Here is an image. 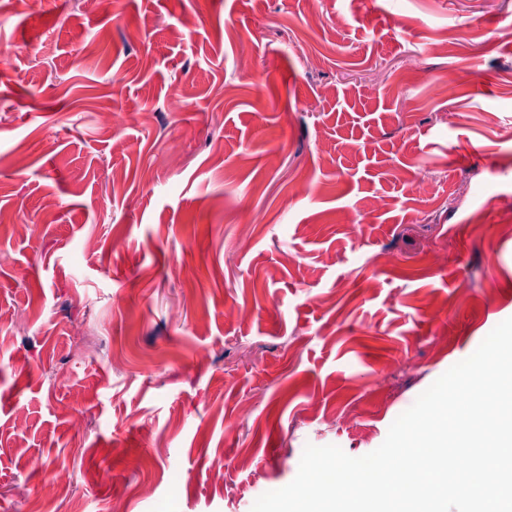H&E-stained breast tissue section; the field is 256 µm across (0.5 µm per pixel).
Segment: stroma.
<instances>
[{
  "label": "stroma",
  "mask_w": 512,
  "mask_h": 512,
  "mask_svg": "<svg viewBox=\"0 0 512 512\" xmlns=\"http://www.w3.org/2000/svg\"><path fill=\"white\" fill-rule=\"evenodd\" d=\"M0 212V512H251L512 317V0H13Z\"/></svg>",
  "instance_id": "stroma-1"
}]
</instances>
